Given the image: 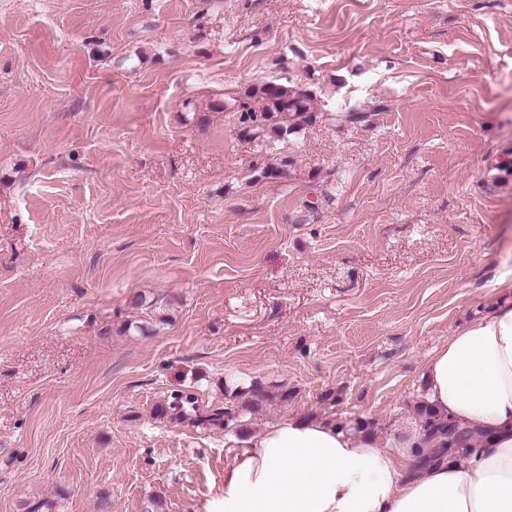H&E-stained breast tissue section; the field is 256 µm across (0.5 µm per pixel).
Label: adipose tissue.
<instances>
[{
    "label": "adipose tissue",
    "instance_id": "1",
    "mask_svg": "<svg viewBox=\"0 0 512 512\" xmlns=\"http://www.w3.org/2000/svg\"><path fill=\"white\" fill-rule=\"evenodd\" d=\"M424 379L431 408L470 435L466 452L430 463L413 430L389 447L324 420H273L206 512H512V302L449 337Z\"/></svg>",
    "mask_w": 512,
    "mask_h": 512
}]
</instances>
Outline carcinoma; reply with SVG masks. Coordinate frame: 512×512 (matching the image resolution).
Instances as JSON below:
<instances>
[{
    "label": "carcinoma",
    "mask_w": 512,
    "mask_h": 512,
    "mask_svg": "<svg viewBox=\"0 0 512 512\" xmlns=\"http://www.w3.org/2000/svg\"><path fill=\"white\" fill-rule=\"evenodd\" d=\"M314 95L309 87L289 80L262 81L249 87L235 99L239 112L240 136L249 142H269L285 139L303 127L316 122L318 111L313 105ZM384 110L375 104L368 109H351L336 115V120L349 124L370 125L373 116ZM162 419L181 422L188 417L213 428L224 429L237 421V415L221 408L208 415L199 413L197 398L189 391L174 390L168 399L155 407ZM420 427L424 442L433 445V452L424 461L439 460L467 448L469 436L433 413L428 404L419 408Z\"/></svg>",
    "instance_id": "obj_1"
}]
</instances>
